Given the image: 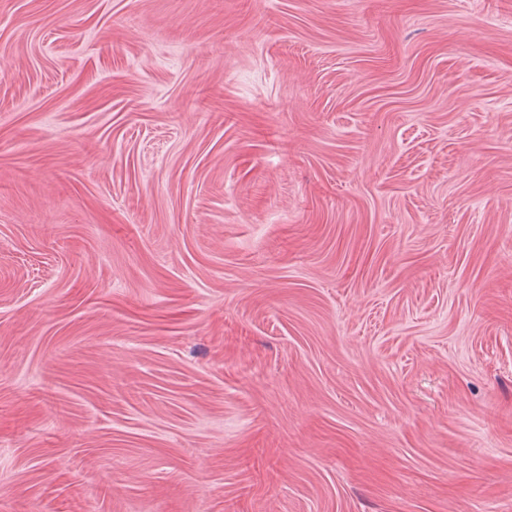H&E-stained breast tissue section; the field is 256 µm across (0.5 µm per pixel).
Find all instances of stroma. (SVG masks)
Returning a JSON list of instances; mask_svg holds the SVG:
<instances>
[{
	"label": "stroma",
	"instance_id": "1",
	"mask_svg": "<svg viewBox=\"0 0 512 512\" xmlns=\"http://www.w3.org/2000/svg\"><path fill=\"white\" fill-rule=\"evenodd\" d=\"M0 512H512V0H0Z\"/></svg>",
	"mask_w": 512,
	"mask_h": 512
}]
</instances>
